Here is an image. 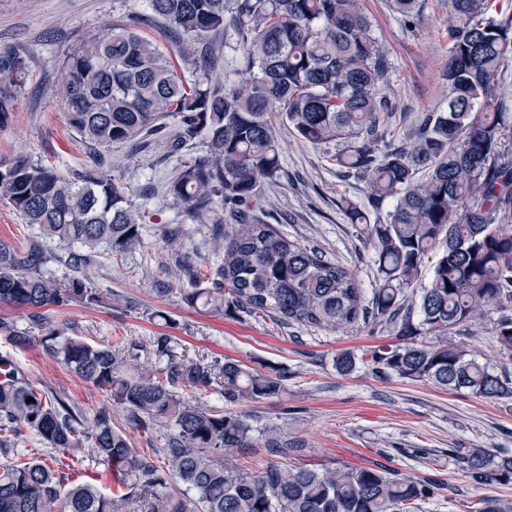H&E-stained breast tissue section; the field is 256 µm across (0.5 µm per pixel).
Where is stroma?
I'll return each instance as SVG.
<instances>
[{
	"label": "stroma",
	"instance_id": "obj_1",
	"mask_svg": "<svg viewBox=\"0 0 512 512\" xmlns=\"http://www.w3.org/2000/svg\"><path fill=\"white\" fill-rule=\"evenodd\" d=\"M358 6L390 67L383 91L394 106L390 131L400 140L442 99L448 26L453 21L448 0H418L410 22L394 12L390 0H358ZM148 11L146 0H0V48L20 53L26 64L25 82L13 108L0 117V157L49 159L66 168L87 165V147L65 123L57 93L62 81L59 62L81 36L105 33L112 22ZM278 135L284 173L260 187L270 224L353 270L364 292H371L376 282L372 250L342 208L347 199L365 202V182L341 173L333 160L336 146L313 147L283 125ZM203 153L198 142L179 157L168 155L160 139L144 152L126 143L112 145V178L126 188L144 224L140 246L118 256L94 255L77 268L66 263L68 249L50 246L59 257L55 273L89 277L111 299V307L48 306L36 313L0 306V318L33 338L30 345L17 347L0 334V355L10 356L28 382L80 412L83 422L108 411L113 426L126 433L141 456L162 467L166 461L158 450L172 434L168 422L158 420L145 429L135 426L125 408L77 378L46 353L36 337L44 324L67 336L109 344L146 345L153 336L165 334L183 357L232 358L281 378L285 390L279 397L235 406L257 430L274 426L280 431L281 453L263 446L233 452V462L247 472L255 474L271 464L377 465L413 478L435 477L452 486V493L426 502L423 512H481L487 500H512V484L473 488L448 457L452 448L511 452L512 404L377 376L372 350L396 340L386 323H359L327 332L269 316L215 313L184 301L183 290L189 285L184 266L205 271L215 267L218 255L211 225L193 221L162 187L181 160ZM174 224L181 225L182 232L173 247L166 232ZM454 338L490 368L512 373V357L501 351L492 318L458 327ZM344 352L356 357V367L348 374L336 368V358ZM19 447L44 459L57 456L75 476L95 478L105 493L117 489L106 464L90 449L57 453L30 436Z\"/></svg>",
	"mask_w": 512,
	"mask_h": 512
}]
</instances>
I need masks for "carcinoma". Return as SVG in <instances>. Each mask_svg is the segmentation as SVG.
Segmentation results:
<instances>
[{
  "label": "carcinoma",
  "instance_id": "cac0c4a2",
  "mask_svg": "<svg viewBox=\"0 0 512 512\" xmlns=\"http://www.w3.org/2000/svg\"><path fill=\"white\" fill-rule=\"evenodd\" d=\"M148 2L149 15L112 23L106 37H84L61 62L66 124L100 151L95 163L61 169L25 156L0 158V200L34 229L19 245L0 239V306L105 304L89 278L55 276L47 242L107 254L135 249L141 216L113 182L101 150L137 145L172 118L170 149L179 152L202 135L205 154L180 164L164 193L198 223L220 210L228 218L214 239V273H188V305L331 331L381 319L400 342L372 352L375 373L511 402L512 375L480 363L451 337L495 310L497 343L512 354V164L500 162L507 125L496 93L498 72L512 55V18H498L496 0H448L456 17L443 73L448 93L397 147L381 146L392 110L382 92L388 67L357 0ZM157 18L180 38L181 55L212 70L221 56L211 37L234 31L246 78L178 74L169 53L143 34ZM24 75L23 58L1 49L0 115L12 110ZM276 116L314 146H338L333 160L366 180L373 210L395 201L388 218L373 222L364 208L344 201L350 223L360 225L373 250L371 299L352 270L264 222L260 186L282 172ZM424 277L419 298L407 302L408 288ZM40 328L45 351L135 423L164 419L173 426L162 449L169 467L140 457L105 410L80 428L62 401L0 356V452L16 447L25 432L49 448H89L131 489L110 496L45 459L16 454L0 462V512H127L133 495L140 512H417L444 490L434 479L383 467L269 465L246 473L224 458L258 446L246 417L203 409L180 391L217 385L225 404L236 405L280 396V378L233 359L182 358L166 335L151 343L154 366L142 368L131 364L135 342L122 355L106 343ZM448 455L477 489L512 483V455L488 448H450ZM172 479L195 497L167 495Z\"/></svg>",
  "mask_w": 512,
  "mask_h": 512
}]
</instances>
